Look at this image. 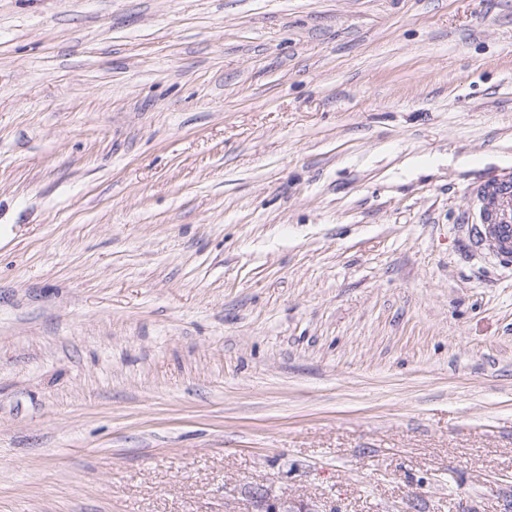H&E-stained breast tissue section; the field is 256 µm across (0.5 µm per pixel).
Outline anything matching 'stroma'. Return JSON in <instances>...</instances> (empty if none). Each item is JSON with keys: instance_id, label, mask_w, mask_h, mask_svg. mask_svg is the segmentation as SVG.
<instances>
[{"instance_id": "obj_1", "label": "stroma", "mask_w": 512, "mask_h": 512, "mask_svg": "<svg viewBox=\"0 0 512 512\" xmlns=\"http://www.w3.org/2000/svg\"><path fill=\"white\" fill-rule=\"evenodd\" d=\"M512 0H0V512H512ZM470 196L474 204L472 224L478 241L482 239L480 244L497 257L511 258L512 178L484 180L471 190ZM489 235L496 243L494 249L485 243V237ZM247 501L246 512H323L316 504L277 497L264 486L251 487Z\"/></svg>"}]
</instances>
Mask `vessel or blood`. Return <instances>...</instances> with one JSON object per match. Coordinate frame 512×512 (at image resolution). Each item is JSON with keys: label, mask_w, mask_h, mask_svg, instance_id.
<instances>
[{"label": "vessel or blood", "mask_w": 512, "mask_h": 512, "mask_svg": "<svg viewBox=\"0 0 512 512\" xmlns=\"http://www.w3.org/2000/svg\"><path fill=\"white\" fill-rule=\"evenodd\" d=\"M472 223L477 238L492 237L496 256H512V178H490L475 186Z\"/></svg>", "instance_id": "b4317fda"}]
</instances>
